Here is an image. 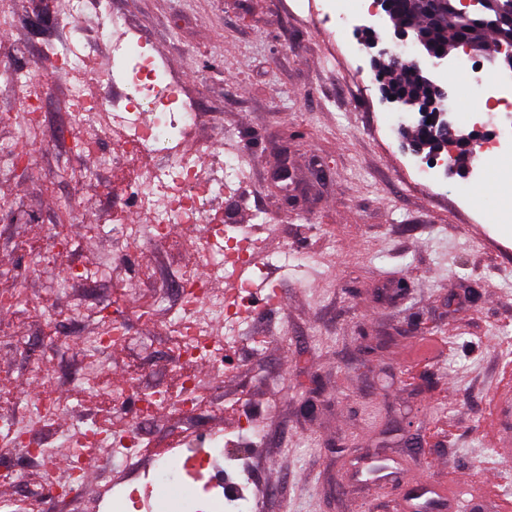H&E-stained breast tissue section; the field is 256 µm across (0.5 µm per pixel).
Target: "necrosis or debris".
Here are the masks:
<instances>
[{"mask_svg":"<svg viewBox=\"0 0 512 512\" xmlns=\"http://www.w3.org/2000/svg\"><path fill=\"white\" fill-rule=\"evenodd\" d=\"M319 12L325 21L344 32L383 25L382 20L371 15L366 0H357L349 8L335 5L334 0H322ZM88 13L93 14L99 31L114 34L113 69L105 79L121 86L122 91L112 100L87 92L94 71L84 53L86 31L73 25L72 20ZM53 15L56 27L64 29L67 36L51 43L47 55L55 67L65 69L72 78L68 95L70 118L75 126H89L98 132L94 138L75 136L73 143L78 152L96 156L99 170L119 175L123 200L151 216L150 223L137 224L113 214L115 251L138 252L156 240L176 243L180 232L201 224L222 227L217 242L201 235L193 244L198 267H206L210 278H201L198 267H185L174 293L161 290L154 296L156 310L168 311V328L176 339V363L182 368L180 393L173 396L155 392L142 399L139 419L148 421L167 406L193 413L198 405V385L190 366L205 362L215 371H223L225 354L239 345L242 327L251 320L248 282H240L233 302L226 301L223 292L213 289L211 282L237 276L242 268L252 267L258 255L250 236L226 229L227 215L222 208L223 201L238 198L236 175L252 165L253 159L242 153L227 157L221 170L215 172L206 165L208 148L185 150L200 117L199 109L192 99L183 96L180 81L154 57L151 39L130 28L124 16L113 10L111 0H55ZM474 69L469 59L461 58L451 64L448 72L471 74L469 91L485 101V123L493 128L486 140L491 156L511 152L512 79L492 70L477 77ZM41 79V69L36 64L0 69V84L10 89L25 116L20 131L37 130L43 125ZM117 126L125 130L120 149H101L98 136L108 135ZM145 156L154 158L155 164L142 170L137 162ZM104 325L103 333L80 341L84 370L95 368L103 351L128 340V324L121 316L105 318ZM59 413L57 400L44 396L30 403L23 420L1 417L0 455L19 451L37 462H47L52 450L38 432L53 424ZM92 442L111 446L113 455L128 462L139 454L141 445L137 437L120 428L106 435L92 424L78 427L66 440L70 449L66 475L57 476L50 484L39 483L29 493V501L46 508L70 499L87 465L88 445ZM232 445L233 439L219 432H185L177 446L156 456L151 472L126 483L120 495L107 489L101 497L116 498V512H148L151 492L173 467L180 482L192 488L210 512H253L254 499L244 486L213 468L214 457L229 455Z\"/></svg>","mask_w":512,"mask_h":512,"instance_id":"4bbe7bcc","label":"necrosis or debris"}]
</instances>
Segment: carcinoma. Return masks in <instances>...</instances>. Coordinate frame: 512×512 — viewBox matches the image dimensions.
Wrapping results in <instances>:
<instances>
[{
  "mask_svg": "<svg viewBox=\"0 0 512 512\" xmlns=\"http://www.w3.org/2000/svg\"><path fill=\"white\" fill-rule=\"evenodd\" d=\"M394 14L403 24L412 25L417 34L432 45L446 49L458 40L481 44L483 50L512 42V0H488L481 14L456 18L455 29L448 30L425 22L421 14L425 11L424 0H393ZM380 72L388 75V82L399 95L411 102L423 101L429 87L423 77L407 66L393 73L384 68Z\"/></svg>",
  "mask_w": 512,
  "mask_h": 512,
  "instance_id": "1",
  "label": "carcinoma"
}]
</instances>
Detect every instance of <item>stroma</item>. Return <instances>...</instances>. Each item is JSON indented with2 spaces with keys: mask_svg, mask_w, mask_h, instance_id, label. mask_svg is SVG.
I'll return each instance as SVG.
<instances>
[{
  "mask_svg": "<svg viewBox=\"0 0 512 512\" xmlns=\"http://www.w3.org/2000/svg\"><path fill=\"white\" fill-rule=\"evenodd\" d=\"M52 2L13 0V22L0 25V67L42 66L45 113L36 137L18 144L25 170L0 174V292L20 296L0 310V327L26 339L22 348L0 343V415L56 392L60 437L99 419L93 393L80 385L79 339L98 332L102 315L129 313L130 338L106 352L101 389L132 381L142 393L177 392L165 328L137 317L154 295L141 277L176 275L197 258L151 243L145 262L111 264L106 220L121 200L112 174L72 148L71 80L45 52L57 37ZM307 2L112 0L197 99L193 144L254 158L230 207L234 224L268 252L288 245L301 257L286 269L249 268L247 279L278 287L286 304L252 319L250 331L267 342L258 351L241 345L227 374L194 366L206 396L201 412L189 420L166 408L145 424L129 414L126 425L156 454L189 424L228 434L244 415L262 419L264 437L241 458L258 512H393L398 488H411L419 473L444 479L456 469L492 485L475 512H498L512 499V444H496L487 423L489 401L506 390L501 369L512 365L504 346L512 338V225L500 218L508 190L494 180L475 197L471 172L488 165L480 152L468 174L449 171L441 157L435 180H421L425 156L386 127L395 107L381 97L368 47L388 43L389 28L347 32L346 42L364 46L353 56ZM287 130L298 140L283 143ZM284 146L293 175L278 188ZM259 209L269 223L256 220ZM52 232L72 237L74 250L24 272L29 251ZM106 263L107 277L75 284L71 297L57 294L67 270ZM45 308L51 321L41 319ZM429 334L447 346L405 385L411 352ZM437 422L451 435L422 445ZM338 445L347 453H335ZM92 458L82 497L126 475L110 448H94Z\"/></svg>",
  "mask_w": 512,
  "mask_h": 512,
  "instance_id": "35a3bbf8",
  "label": "stroma"
}]
</instances>
